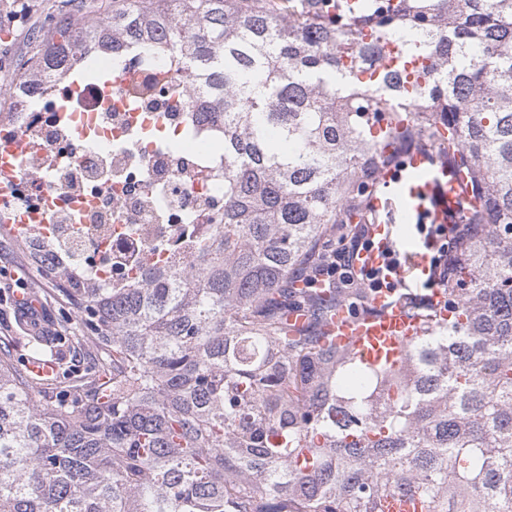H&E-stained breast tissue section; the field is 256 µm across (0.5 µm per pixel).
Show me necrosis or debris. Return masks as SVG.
Segmentation results:
<instances>
[{"instance_id":"necrosis-or-debris-1","label":"necrosis or debris","mask_w":512,"mask_h":512,"mask_svg":"<svg viewBox=\"0 0 512 512\" xmlns=\"http://www.w3.org/2000/svg\"><path fill=\"white\" fill-rule=\"evenodd\" d=\"M165 60L127 52L111 107L97 83L43 77L42 95L4 84L0 144H32L0 177V223L48 215L46 241L85 283L117 288L140 267L185 256L190 228L224 214V166L189 133V107L164 84Z\"/></svg>"}]
</instances>
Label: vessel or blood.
Returning a JSON list of instances; mask_svg holds the SVG:
<instances>
[{"label": "vessel or blood", "mask_w": 512, "mask_h": 512, "mask_svg": "<svg viewBox=\"0 0 512 512\" xmlns=\"http://www.w3.org/2000/svg\"><path fill=\"white\" fill-rule=\"evenodd\" d=\"M428 162V157L419 154L407 160L397 193L411 214L425 211L430 222L445 224L459 217L470 195L454 169L445 165L432 168ZM374 233L377 247L364 255L370 266L379 265L382 251L398 244L395 225H376ZM372 304L374 314L364 317L352 315L348 308H339L326 331L334 343L369 361L399 365L408 344L421 336L422 320L407 315L384 292L376 294Z\"/></svg>", "instance_id": "obj_1"}]
</instances>
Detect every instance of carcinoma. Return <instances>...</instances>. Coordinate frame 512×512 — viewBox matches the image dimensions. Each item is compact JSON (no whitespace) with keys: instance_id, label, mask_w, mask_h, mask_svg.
Here are the masks:
<instances>
[{"instance_id":"cac0c4a2","label":"carcinoma","mask_w":512,"mask_h":512,"mask_svg":"<svg viewBox=\"0 0 512 512\" xmlns=\"http://www.w3.org/2000/svg\"><path fill=\"white\" fill-rule=\"evenodd\" d=\"M32 42L0 73L70 86L99 42L166 57L219 127L224 216L186 263L57 289L106 356L57 403L33 395L55 377L0 357V512H512V0H54ZM389 43L422 81L364 77ZM413 149L480 202L443 290L464 320L404 308L422 335L374 366L324 340L346 298L292 276ZM62 341L32 337L31 358Z\"/></svg>"}]
</instances>
